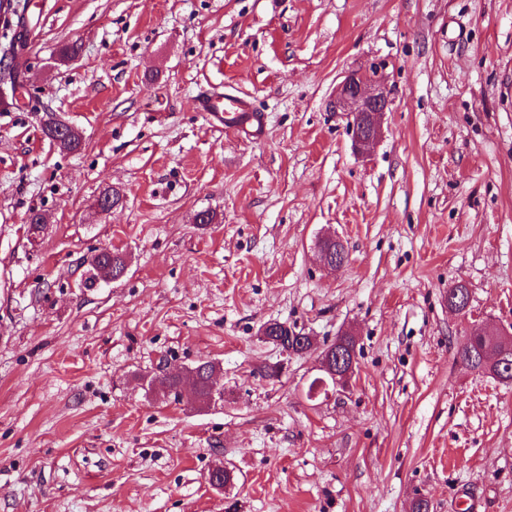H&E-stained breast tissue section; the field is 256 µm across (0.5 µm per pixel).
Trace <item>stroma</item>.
<instances>
[{"label": "stroma", "mask_w": 512, "mask_h": 512, "mask_svg": "<svg viewBox=\"0 0 512 512\" xmlns=\"http://www.w3.org/2000/svg\"><path fill=\"white\" fill-rule=\"evenodd\" d=\"M28 12L26 95L84 140L60 152L43 114L0 105V512H512V384L456 357L472 329L512 325V0ZM374 65L391 106L362 158L329 102ZM208 85L252 101L263 139L200 112ZM108 186L125 205L96 214ZM327 235L348 251L333 271ZM105 248L125 276L81 287ZM270 321L314 351L264 340ZM343 331L350 391L309 397ZM201 360L223 369V405L146 392Z\"/></svg>", "instance_id": "obj_1"}]
</instances>
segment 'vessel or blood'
<instances>
[{
	"label": "vessel or blood",
	"instance_id": "1",
	"mask_svg": "<svg viewBox=\"0 0 512 512\" xmlns=\"http://www.w3.org/2000/svg\"><path fill=\"white\" fill-rule=\"evenodd\" d=\"M196 104L199 111L224 127L244 131L257 139L263 134L264 116L244 97L210 88L199 92Z\"/></svg>",
	"mask_w": 512,
	"mask_h": 512
}]
</instances>
